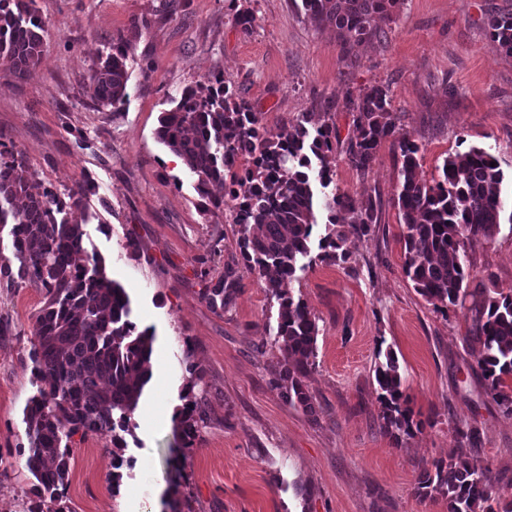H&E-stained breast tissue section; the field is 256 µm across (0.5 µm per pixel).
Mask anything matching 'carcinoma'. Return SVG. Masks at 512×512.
Wrapping results in <instances>:
<instances>
[{"mask_svg": "<svg viewBox=\"0 0 512 512\" xmlns=\"http://www.w3.org/2000/svg\"><path fill=\"white\" fill-rule=\"evenodd\" d=\"M401 0H301L303 10L336 30L342 47L376 34L375 18L390 16ZM35 0H0V66L25 78L45 47L44 22ZM490 39L512 57V9L488 23ZM129 46L117 44L88 76L92 98L114 108L128 97ZM358 134L349 141V163L367 171L377 149L392 140L401 156L396 198L402 213L404 268L417 292L435 309L446 311L471 298L465 314L469 338L477 345L476 363L486 392L512 413V290L468 291V245L492 238L505 209L503 171L487 149L472 147L446 157L431 182L419 178L421 147L400 128L388 89L372 86L351 102ZM157 140L179 157L195 178L202 208L222 213L238 227L244 268L263 281L278 303L275 341L284 356L274 366L275 384L292 405L314 413L304 378L315 365L318 326L290 283L306 268L325 206L329 224L318 240L322 262L345 263L349 236L369 234L374 204L329 194L333 182V143L339 131L332 119L308 126L306 116L284 121L276 132L262 113L213 75L185 88L174 107L163 112ZM224 185L214 196L211 186ZM95 186L80 183L63 191L36 179L25 162L0 150V230L10 226L18 267L0 263L5 287L30 285L45 295L35 320L30 351L36 394L24 410L28 448H19L32 476L23 512H70L65 490L70 473V443L81 437H105L116 466L123 464L132 417L151 379L154 333L137 330L129 293L113 280L105 261L88 256L82 225L70 220L88 213ZM386 428L406 435L416 426L404 406L402 378L392 354L375 367ZM473 447L455 459L438 461L420 476L417 491L441 493L448 512H512L497 507L491 469L474 444V426L460 431Z\"/></svg>", "mask_w": 512, "mask_h": 512, "instance_id": "obj_1", "label": "carcinoma"}]
</instances>
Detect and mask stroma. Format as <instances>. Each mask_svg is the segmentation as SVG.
Instances as JSON below:
<instances>
[{
  "mask_svg": "<svg viewBox=\"0 0 512 512\" xmlns=\"http://www.w3.org/2000/svg\"><path fill=\"white\" fill-rule=\"evenodd\" d=\"M45 50L23 80L0 74V141L39 181H91L88 253L128 291L138 329L155 335L152 365L165 379L170 423L133 418L125 454L134 462L112 484L109 440L73 437L66 488L72 512H448L438 493L419 495L421 473L458 454L460 431H480L479 455L494 493L512 502V414L486 393L461 307L440 312L404 270L401 163L383 143L368 172L346 149V108L372 85L388 88L404 130L421 146L419 176L432 180L446 156L490 150L512 191V57L487 22L512 0H401L382 34L341 52L336 32L295 0H250V31L230 0H35ZM129 45L128 98L97 106L86 76L113 44ZM219 74L263 114L268 130L305 112H325L339 139L333 189L372 199L368 236L352 239L348 264L313 261L291 284L318 324L315 364L304 383L315 415L288 404L273 383L282 359L277 308L247 272L237 228L203 212L193 177L158 142L161 112L189 85ZM137 249H129L128 241ZM223 305L204 295L222 274ZM470 288L512 289V224L469 253ZM43 293L0 287V512H22L31 487L22 457L23 409L35 392L29 357ZM192 348L196 373L184 362ZM394 354L404 397L421 428L384 427L375 367ZM204 400L190 447L182 412Z\"/></svg>",
  "mask_w": 512,
  "mask_h": 512,
  "instance_id": "1",
  "label": "stroma"
}]
</instances>
